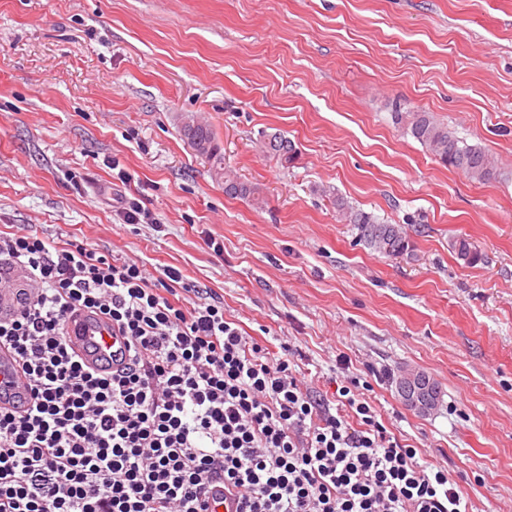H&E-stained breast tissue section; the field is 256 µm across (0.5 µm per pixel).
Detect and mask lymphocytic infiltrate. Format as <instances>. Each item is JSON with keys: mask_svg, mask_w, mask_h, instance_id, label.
<instances>
[{"mask_svg": "<svg viewBox=\"0 0 512 512\" xmlns=\"http://www.w3.org/2000/svg\"><path fill=\"white\" fill-rule=\"evenodd\" d=\"M0 347L29 383L27 414L0 406V512H208L215 489L240 512H470L440 461L392 439L347 357L316 394L292 347L274 355L180 270L139 265L0 229ZM124 338L112 371L81 361L71 313Z\"/></svg>", "mask_w": 512, "mask_h": 512, "instance_id": "obj_1", "label": "lymphocytic infiltrate"}]
</instances>
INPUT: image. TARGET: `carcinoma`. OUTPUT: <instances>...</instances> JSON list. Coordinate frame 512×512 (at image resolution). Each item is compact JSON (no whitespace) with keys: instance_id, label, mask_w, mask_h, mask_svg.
Wrapping results in <instances>:
<instances>
[{"instance_id":"carcinoma-1","label":"carcinoma","mask_w":512,"mask_h":512,"mask_svg":"<svg viewBox=\"0 0 512 512\" xmlns=\"http://www.w3.org/2000/svg\"><path fill=\"white\" fill-rule=\"evenodd\" d=\"M393 120L404 133L424 146L443 165L478 182H485L495 176L496 169L484 149L459 140L447 125L438 122L431 113L395 112ZM180 132L190 148L198 145L207 147L210 169L215 179L224 184L225 194L246 199L255 205L263 203L256 186L239 181V177L224 166V152L210 126L188 119L183 122ZM260 143L266 153L286 165L294 163L298 157L295 143L281 135H265ZM317 192L325 197L333 196L340 219L358 230L359 240L368 248L389 258L400 257L410 250V241L401 225L386 223L374 214L350 205L344 198L332 194L327 186L318 187ZM452 248L458 259L468 265L479 260L476 248L464 237L454 240Z\"/></svg>"}]
</instances>
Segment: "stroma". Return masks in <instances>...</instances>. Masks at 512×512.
Segmentation results:
<instances>
[{
    "mask_svg": "<svg viewBox=\"0 0 512 512\" xmlns=\"http://www.w3.org/2000/svg\"><path fill=\"white\" fill-rule=\"evenodd\" d=\"M398 108L492 154L496 178L441 165ZM187 114L262 207L212 178ZM320 185L404 225L411 252L361 243ZM123 195L152 223H123ZM1 224L178 268L270 351L299 349L314 390L341 353L388 370L370 397L389 432L447 463L472 512H512V0H0ZM407 369L440 387L428 413L397 391ZM260 143L266 153L286 165L294 163L298 157V148L295 143L281 135H262Z\"/></svg>",
    "mask_w": 512,
    "mask_h": 512,
    "instance_id": "35a3bbf8",
    "label": "stroma"
}]
</instances>
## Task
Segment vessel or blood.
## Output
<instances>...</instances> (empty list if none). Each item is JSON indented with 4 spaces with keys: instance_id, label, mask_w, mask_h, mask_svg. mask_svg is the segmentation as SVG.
<instances>
[{
    "instance_id": "b4317fda",
    "label": "vessel or blood",
    "mask_w": 512,
    "mask_h": 512,
    "mask_svg": "<svg viewBox=\"0 0 512 512\" xmlns=\"http://www.w3.org/2000/svg\"><path fill=\"white\" fill-rule=\"evenodd\" d=\"M69 340L72 348L92 370L98 373L110 371L112 348L119 342L118 337L112 334L111 324L87 312H76L69 322ZM0 370L9 375V382L5 386L7 395H21L24 406H31L28 380L15 362L12 351L5 347L0 349Z\"/></svg>"
}]
</instances>
